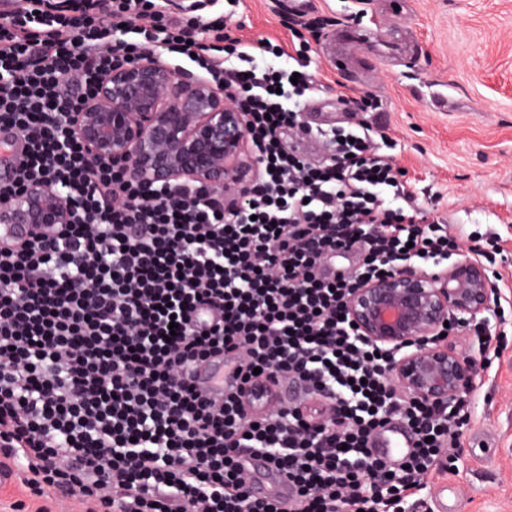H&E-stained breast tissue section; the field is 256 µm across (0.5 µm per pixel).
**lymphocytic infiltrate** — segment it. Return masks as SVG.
<instances>
[{
	"label": "lymphocytic infiltrate",
	"mask_w": 512,
	"mask_h": 512,
	"mask_svg": "<svg viewBox=\"0 0 512 512\" xmlns=\"http://www.w3.org/2000/svg\"><path fill=\"white\" fill-rule=\"evenodd\" d=\"M0 0V130L22 141L0 199L34 179L65 182L74 213L52 246L0 243V469L19 462L37 495L86 512H414L460 448L454 411L398 395L389 351L346 319L360 284L461 251L491 261L430 216L367 124L315 135L301 108L317 27L288 43L243 42L222 15L175 16L165 0ZM193 57L247 116L259 160L243 199L180 183L148 189L93 164L71 116L114 66L142 51ZM354 255L329 273L326 263ZM203 308L216 314L201 327ZM230 357L236 392L194 388L191 365ZM414 436L404 465L374 455L378 432ZM289 480L290 502L254 495L246 454Z\"/></svg>",
	"instance_id": "lymphocytic-infiltrate-1"
}]
</instances>
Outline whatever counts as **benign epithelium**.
I'll return each instance as SVG.
<instances>
[{"instance_id": "1", "label": "benign epithelium", "mask_w": 512, "mask_h": 512, "mask_svg": "<svg viewBox=\"0 0 512 512\" xmlns=\"http://www.w3.org/2000/svg\"><path fill=\"white\" fill-rule=\"evenodd\" d=\"M73 130L86 154L107 162L127 180L168 187L191 182L242 197L258 162L248 148L245 113L205 77L179 80L155 54L145 52L113 69L93 97L74 113ZM73 205L57 184L22 186L0 204V226L11 239L52 242L72 223ZM492 288L480 259L463 252L435 271L392 270L356 290L347 314L371 344L391 349L396 389L416 401L452 407L472 392L474 361L448 345L445 324H484Z\"/></svg>"}]
</instances>
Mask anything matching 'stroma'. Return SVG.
<instances>
[{
    "instance_id": "1",
    "label": "stroma",
    "mask_w": 512,
    "mask_h": 512,
    "mask_svg": "<svg viewBox=\"0 0 512 512\" xmlns=\"http://www.w3.org/2000/svg\"><path fill=\"white\" fill-rule=\"evenodd\" d=\"M296 0H242L238 37L287 38ZM333 20L312 56L323 90L305 122L388 129L418 198L432 200L461 236L492 233L496 269L512 302V0H314ZM376 31L360 42L357 34ZM351 43L336 69L330 46ZM377 104L346 105V94ZM499 352L477 378L471 421L453 465L437 475L461 512H512V319H492ZM83 512L76 500L32 495L20 474L0 485V512Z\"/></svg>"
}]
</instances>
